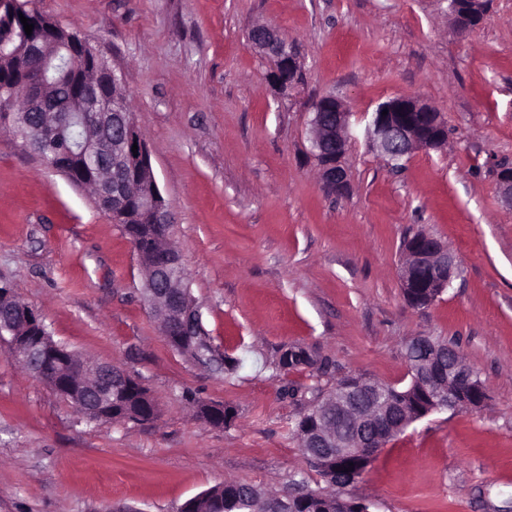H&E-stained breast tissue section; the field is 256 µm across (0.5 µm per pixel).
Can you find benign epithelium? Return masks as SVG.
I'll use <instances>...</instances> for the list:
<instances>
[{
  "label": "benign epithelium",
  "instance_id": "obj_1",
  "mask_svg": "<svg viewBox=\"0 0 512 512\" xmlns=\"http://www.w3.org/2000/svg\"><path fill=\"white\" fill-rule=\"evenodd\" d=\"M477 0H456L455 17L467 31L476 18ZM251 46L270 58L272 66L268 82L285 91L294 92L299 86L298 57L288 49V39L277 29L259 24L249 34ZM387 114H382V111ZM33 112H70L79 125L87 119L94 122L95 133L82 142L79 156L65 166L71 149L61 147L54 127H37L35 146L45 152L47 165L65 175L74 185L92 184L96 199L112 208V221L119 223L124 210L112 207V202L127 198L123 178L128 169L142 175L140 203L153 213L159 224H170L171 213L156 181L151 153L133 116L117 104L102 97L95 83L84 86L72 102L56 105L34 94L20 117L28 124ZM314 155L321 169L323 189L332 195L342 194L347 186L343 159L350 148V112L347 103L332 94L321 96L311 104ZM372 148L392 162L422 149H435L445 144L448 128L441 113L411 95H398L380 104L372 113L367 128ZM138 146L132 152V146ZM496 186L512 207V166H502L496 172ZM402 268L403 291L423 290L426 299L435 300L451 282L455 273V257L439 239L424 235L405 245ZM143 295L150 309L162 320V334L175 350H192L190 331L203 330L201 315L192 300L188 278L179 251L168 249L154 254L149 268V280ZM38 314L29 317L22 332L7 322H0V332L9 336L13 357L58 395L69 400L86 417L106 414H126L142 422L156 416V402L142 392L143 384L135 376L110 363L85 362L74 352L50 343L41 332ZM456 347L430 336H414L405 343L404 359L412 377L410 389L393 398L386 397L382 387L366 379L349 381L332 395L330 404L336 407V417H352L347 430H335L313 419L308 424L305 455L313 464L350 457L353 449L364 450L361 464L369 467L378 448L376 441L404 430L411 423L441 409L461 411L480 408L487 393L473 370L458 362ZM140 405L141 412L127 410L131 403ZM204 421L214 427L224 426V406L208 404ZM311 491L299 484L277 496L274 512H288L292 501L307 502Z\"/></svg>",
  "mask_w": 512,
  "mask_h": 512
}]
</instances>
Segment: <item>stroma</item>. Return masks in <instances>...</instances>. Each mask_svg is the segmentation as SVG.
Here are the masks:
<instances>
[{
    "label": "stroma",
    "instance_id": "stroma-1",
    "mask_svg": "<svg viewBox=\"0 0 512 512\" xmlns=\"http://www.w3.org/2000/svg\"><path fill=\"white\" fill-rule=\"evenodd\" d=\"M455 29L448 0H35L121 71L152 153L191 293L217 355L172 349L141 297L129 239L86 190L0 129V283L51 336L137 376L155 419L86 423L0 339V512H178L214 485L283 493L322 482L293 433L282 348L331 377L411 380L405 342L455 343L488 401L418 420L379 452L349 497L368 512H512V208L495 185L512 166V0ZM258 24L292 43L304 76L282 95L248 43ZM333 94L351 112L347 189L326 193L309 112ZM414 95L448 140L391 164L367 142L377 106ZM445 243L458 270L427 309L407 305L403 244ZM227 406L212 427L197 402Z\"/></svg>",
    "mask_w": 512,
    "mask_h": 512
}]
</instances>
